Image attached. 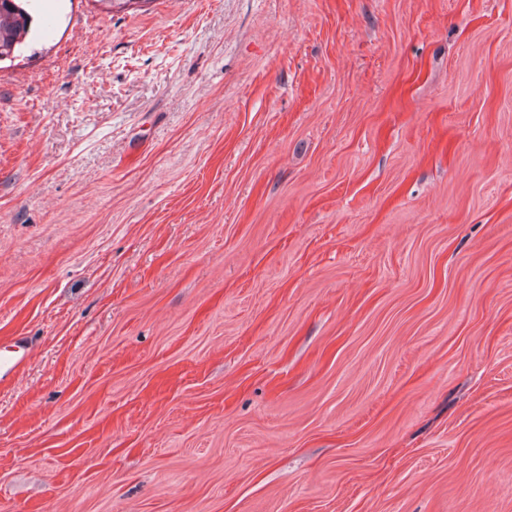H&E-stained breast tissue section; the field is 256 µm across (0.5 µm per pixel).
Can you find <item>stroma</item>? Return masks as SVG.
Segmentation results:
<instances>
[{
    "label": "stroma",
    "instance_id": "stroma-1",
    "mask_svg": "<svg viewBox=\"0 0 512 512\" xmlns=\"http://www.w3.org/2000/svg\"><path fill=\"white\" fill-rule=\"evenodd\" d=\"M33 17L0 512H512V0Z\"/></svg>",
    "mask_w": 512,
    "mask_h": 512
}]
</instances>
